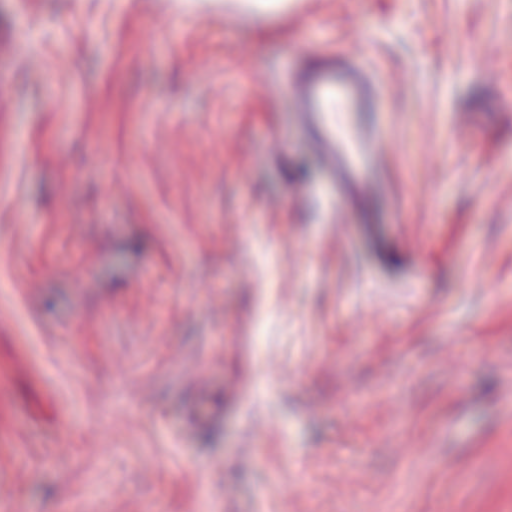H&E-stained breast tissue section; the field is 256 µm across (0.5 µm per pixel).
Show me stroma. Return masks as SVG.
Segmentation results:
<instances>
[{
    "label": "stroma",
    "instance_id": "stroma-1",
    "mask_svg": "<svg viewBox=\"0 0 512 512\" xmlns=\"http://www.w3.org/2000/svg\"><path fill=\"white\" fill-rule=\"evenodd\" d=\"M0 0V512H512V0ZM375 68L347 197L285 95Z\"/></svg>",
    "mask_w": 512,
    "mask_h": 512
}]
</instances>
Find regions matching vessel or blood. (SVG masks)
Returning <instances> with one entry per match:
<instances>
[{"instance_id":"obj_1","label":"vessel or blood","mask_w":512,"mask_h":512,"mask_svg":"<svg viewBox=\"0 0 512 512\" xmlns=\"http://www.w3.org/2000/svg\"><path fill=\"white\" fill-rule=\"evenodd\" d=\"M286 90L294 111L317 132L318 151L337 184L358 181L368 157L352 132L353 115L378 111L379 80L353 56L322 52L316 64L289 71Z\"/></svg>"}]
</instances>
